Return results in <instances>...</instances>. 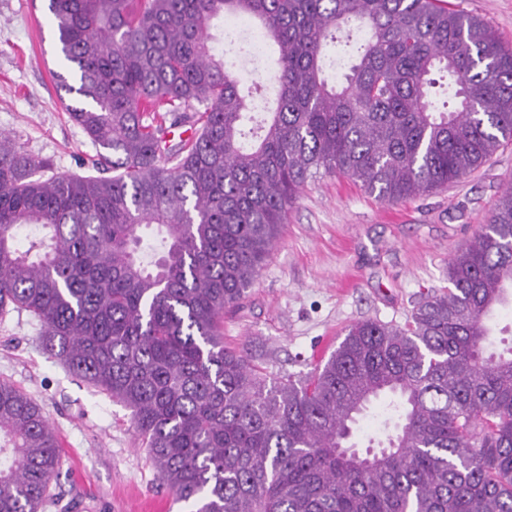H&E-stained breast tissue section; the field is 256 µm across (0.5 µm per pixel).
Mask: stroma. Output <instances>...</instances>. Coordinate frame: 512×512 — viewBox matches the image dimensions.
<instances>
[{"instance_id":"stroma-1","label":"stroma","mask_w":512,"mask_h":512,"mask_svg":"<svg viewBox=\"0 0 512 512\" xmlns=\"http://www.w3.org/2000/svg\"><path fill=\"white\" fill-rule=\"evenodd\" d=\"M479 16L512 48V0H448ZM46 0H0V132L50 160L58 174H88L94 148L65 112L73 95ZM512 187V143L448 188L394 204L345 177L308 181L279 240L237 308L224 313V341L246 347L270 372L304 374L363 319L404 324L427 293L448 285V259L487 223ZM43 408L69 455L41 512H152L167 496L130 412L74 378L39 346L24 312L0 319V381Z\"/></svg>"}]
</instances>
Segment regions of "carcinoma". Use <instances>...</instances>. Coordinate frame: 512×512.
<instances>
[{
	"label": "carcinoma",
	"instance_id": "carcinoma-1",
	"mask_svg": "<svg viewBox=\"0 0 512 512\" xmlns=\"http://www.w3.org/2000/svg\"><path fill=\"white\" fill-rule=\"evenodd\" d=\"M76 84L87 176L0 135V317L25 311L73 376L130 410L190 512H512V348L485 354L512 284V191L448 259L450 288L403 325H349L303 379L224 345L308 180L384 202L428 195L512 142V49L445 0H48ZM257 21L278 51L257 113L213 19ZM365 43L344 81L330 47ZM189 127L177 142L172 130ZM39 227L22 249L18 230ZM384 438L353 428L377 401ZM61 442L0 381V512H41Z\"/></svg>",
	"mask_w": 512,
	"mask_h": 512
}]
</instances>
